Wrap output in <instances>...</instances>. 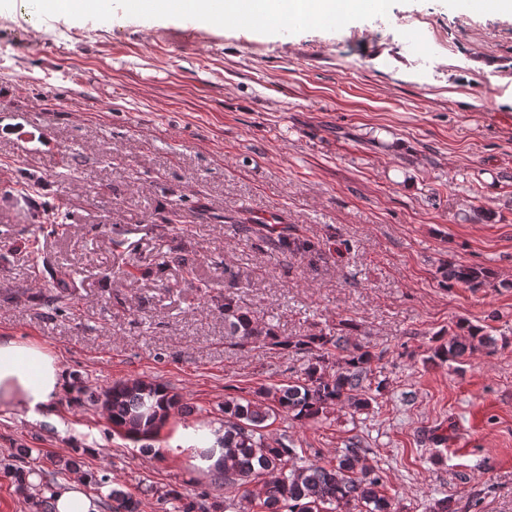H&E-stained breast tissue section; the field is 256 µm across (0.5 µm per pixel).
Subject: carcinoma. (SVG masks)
<instances>
[{
  "mask_svg": "<svg viewBox=\"0 0 512 512\" xmlns=\"http://www.w3.org/2000/svg\"><path fill=\"white\" fill-rule=\"evenodd\" d=\"M278 247L284 254L311 251L307 240L282 238ZM448 285L474 290L494 288L490 270L474 265L448 262L441 267ZM459 332L446 343L431 348L432 358L459 362L474 350L491 348L495 339L482 328L462 319ZM224 333L240 345L268 342L284 349L310 355L308 364L295 380L282 385L263 386L250 397L224 398V470L218 473L224 488L243 490L260 512H396V507L381 493L382 479L364 463L356 442L346 444L329 467L309 463L292 444H270L261 430L272 418L285 415L301 423L317 422L330 410L340 407L354 413L371 404V391H380L383 381L372 385V365L380 355L369 347L353 343L346 334L323 331L297 340H281L274 326L258 321L231 298H224ZM336 367L333 372L328 366ZM104 400L112 432L133 439L158 434L170 413L182 406L178 394L168 387L145 380L119 381L90 401ZM32 449L21 448L4 460L15 481L23 487L27 476L36 472ZM110 512H141L142 501L119 488L109 496ZM160 499L178 502L175 512H224L223 502L207 492L193 496L175 490Z\"/></svg>",
  "mask_w": 512,
  "mask_h": 512,
  "instance_id": "cac0c4a2",
  "label": "carcinoma"
}]
</instances>
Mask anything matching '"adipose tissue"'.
<instances>
[{
    "label": "adipose tissue",
    "mask_w": 512,
    "mask_h": 512,
    "mask_svg": "<svg viewBox=\"0 0 512 512\" xmlns=\"http://www.w3.org/2000/svg\"><path fill=\"white\" fill-rule=\"evenodd\" d=\"M225 15L270 26L280 13L302 11L313 22L361 15L360 0H219ZM66 385V374L55 356L42 346L13 337H0V413L32 418L50 406ZM31 485L40 489L55 512H98L97 503L84 489L85 479L75 474L48 486L37 476Z\"/></svg>",
    "instance_id": "ef3b65f1"
}]
</instances>
